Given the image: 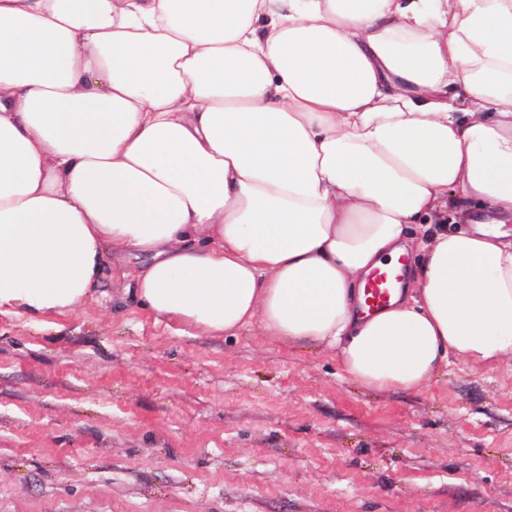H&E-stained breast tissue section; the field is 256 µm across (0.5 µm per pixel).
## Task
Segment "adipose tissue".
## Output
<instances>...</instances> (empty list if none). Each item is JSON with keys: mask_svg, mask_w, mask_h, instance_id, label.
Listing matches in <instances>:
<instances>
[{"mask_svg": "<svg viewBox=\"0 0 512 512\" xmlns=\"http://www.w3.org/2000/svg\"><path fill=\"white\" fill-rule=\"evenodd\" d=\"M511 222L512 0H0V314L119 261L158 317L418 389L512 360ZM398 277L392 268H379L371 273L365 284V302L369 309L387 303L391 289L399 282Z\"/></svg>", "mask_w": 512, "mask_h": 512, "instance_id": "adipose-tissue-1", "label": "adipose tissue"}]
</instances>
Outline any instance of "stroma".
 Masks as SVG:
<instances>
[{
  "mask_svg": "<svg viewBox=\"0 0 512 512\" xmlns=\"http://www.w3.org/2000/svg\"><path fill=\"white\" fill-rule=\"evenodd\" d=\"M94 300L0 314V512H512V364L379 392L335 353Z\"/></svg>",
  "mask_w": 512,
  "mask_h": 512,
  "instance_id": "obj_1",
  "label": "stroma"
}]
</instances>
